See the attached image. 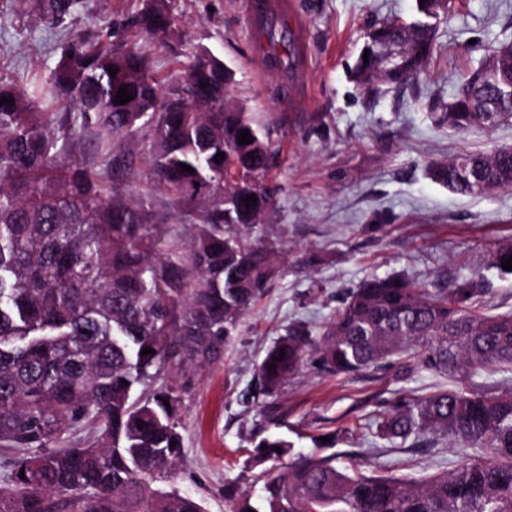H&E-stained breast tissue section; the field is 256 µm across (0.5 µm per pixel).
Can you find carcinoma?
Masks as SVG:
<instances>
[{
    "label": "carcinoma",
    "instance_id": "carcinoma-1",
    "mask_svg": "<svg viewBox=\"0 0 512 512\" xmlns=\"http://www.w3.org/2000/svg\"><path fill=\"white\" fill-rule=\"evenodd\" d=\"M19 11L58 27L82 0H17ZM133 25L148 38L181 40L165 0H147ZM358 62L363 85L399 88L420 75L435 38L423 28L387 21ZM275 62L289 66L294 45L266 32ZM490 66L512 73V59L490 56L461 76L450 112L428 110L456 131L495 128L512 118V99L495 97L477 77ZM117 70L111 75L109 69ZM232 74L206 50L183 74L162 84L140 47L77 40L42 81L25 89L0 76V443L15 451L0 477V512H202L191 496L153 487L183 448L180 397L169 386L137 397L162 370L214 364L239 322L277 275L278 250L268 241L278 127L225 102ZM125 88L133 100L118 104ZM64 101L72 118L54 112ZM150 132L145 162L157 184L196 207L199 230L187 244L166 238L136 203L108 184L125 155L99 172L64 162L60 130L74 144L96 128L123 135ZM246 130L253 142L241 144ZM225 158L215 161L217 153ZM186 164L194 172L182 170ZM434 180L461 195L512 188V155L495 151L454 157L430 167ZM257 202L246 206L245 198ZM512 257V243L491 255ZM480 283L458 280L432 292L404 278L374 276L322 328L294 325L259 364L262 387L274 393L313 357L333 375L405 363L410 373L448 372L464 380L512 371V312L494 313ZM154 353L141 354L145 348ZM285 355H280V352ZM283 360L273 361L275 357ZM276 368H269V365ZM374 438L393 445L436 434L479 454L422 479L387 467L366 472L318 450L292 452L282 437L256 444L257 504L225 488L228 512H512V391L460 384L406 400L368 422ZM87 430L83 447L51 444ZM175 446H170V443ZM266 449H261V446ZM280 447V451L273 447Z\"/></svg>",
    "mask_w": 512,
    "mask_h": 512
}]
</instances>
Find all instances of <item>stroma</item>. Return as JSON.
<instances>
[{"mask_svg": "<svg viewBox=\"0 0 512 512\" xmlns=\"http://www.w3.org/2000/svg\"><path fill=\"white\" fill-rule=\"evenodd\" d=\"M243 0H167L188 46L205 47L234 73L230 106L262 113L279 128L278 166L268 185L275 205L269 238L280 251L267 294L243 318L221 362L161 372L160 383L180 389L183 454L164 491L195 498L203 512H225L224 487L257 495V472L245 462L254 441L281 436L309 451L315 436L337 435L335 452L352 453L366 469L390 467L420 477L436 466L453 469L468 450L437 437L418 448L373 451L369 420L399 399L456 385L451 375L405 374L391 362L355 376H334L309 360L281 392H260L265 349L296 323L324 325L347 294L373 275H400L429 290L458 278H479L483 300L512 310V277L490 266L492 251L512 242V190L461 196L435 182L429 165L467 152L512 149V118L495 129L455 132L437 127L417 98L448 102L462 73L512 43V0H456L435 31V50L419 80L401 90L370 92L354 78L367 33L379 23L416 15V0H295L306 23L308 64L298 108L280 106L284 75L253 70L252 29ZM143 0H84L65 27L16 14L0 0V75L20 86L52 71L68 40L146 46L161 79L178 75L176 44L146 41L132 20ZM149 132L136 129L103 142L70 147L80 160L102 164L106 151L126 149L133 163L116 180L127 197L143 199L153 223L174 241L188 242L197 226L183 204L153 182L143 152Z\"/></svg>", "mask_w": 512, "mask_h": 512, "instance_id": "1", "label": "stroma"}]
</instances>
